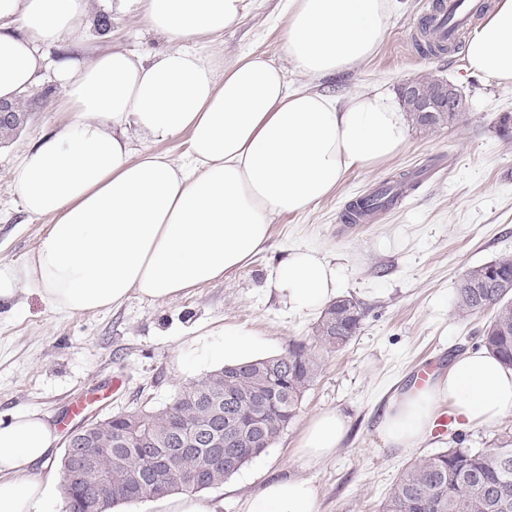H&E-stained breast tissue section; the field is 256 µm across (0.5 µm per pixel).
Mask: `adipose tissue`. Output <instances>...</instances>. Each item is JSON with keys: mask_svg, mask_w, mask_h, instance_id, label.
Here are the masks:
<instances>
[{"mask_svg": "<svg viewBox=\"0 0 512 512\" xmlns=\"http://www.w3.org/2000/svg\"><path fill=\"white\" fill-rule=\"evenodd\" d=\"M142 20L166 48L122 49L63 64L65 118L12 172L25 212L49 224L32 254L0 264V303L35 292L61 313L120 307L130 294L163 300L223 280L263 252L274 216L300 213L353 169H371L407 144L408 119L394 95L373 88L345 101L288 90L264 55L246 53L216 77L190 43L240 25L246 0H141ZM391 0H288L284 51L294 67L332 76L371 58L389 30ZM85 0H0V100L32 91L39 48L77 35ZM467 68L512 84V0H496L465 46ZM144 140L134 147L128 132ZM188 135L182 162L155 143ZM336 268L310 250L292 252L268 282L291 311L323 306ZM267 344L224 328L225 364L261 359ZM466 427L512 412V369L485 350L456 358L442 379L410 388L384 409L385 446L410 449L433 428L440 403ZM349 421L328 410L303 429L296 455L316 464L346 439ZM57 432L21 408L0 422V512H57L32 468L56 466ZM242 512H320L317 487L282 475L248 495Z\"/></svg>", "mask_w": 512, "mask_h": 512, "instance_id": "obj_1", "label": "adipose tissue"}]
</instances>
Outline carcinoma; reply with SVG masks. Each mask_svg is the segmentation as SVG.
<instances>
[{
    "instance_id": "cac0c4a2",
    "label": "carcinoma",
    "mask_w": 512,
    "mask_h": 512,
    "mask_svg": "<svg viewBox=\"0 0 512 512\" xmlns=\"http://www.w3.org/2000/svg\"><path fill=\"white\" fill-rule=\"evenodd\" d=\"M419 52L440 56L455 50L443 46L428 19L415 36ZM411 121L424 130H434L460 120V112L427 114L408 106ZM414 176L401 174L393 181L400 192L382 190L347 206L344 221L358 224L406 197ZM486 309L494 312L482 330V346L512 368V255H503L468 271L456 291V313L469 318ZM363 317L358 302L338 298L322 312L313 327L314 342L294 341L288 353L240 366L218 368L194 380L159 409L137 408L97 422L94 429L74 436L69 456L59 467L79 463L75 454L85 450L79 441L96 437L109 441L112 453L99 457L89 467L81 484L63 491V512H95L88 497L99 480L112 478L123 494L112 498V507L134 504L152 496L151 480L157 468L170 473L168 493L199 492L224 483L246 463L266 451L288 427L299 405L318 377L320 361L315 349L332 351L346 345L358 332ZM246 420L258 419V441L248 433L224 462L209 466L196 484H185L182 475L199 468L204 457L199 431L217 419L216 409ZM417 458L398 476L381 503L382 512H512V439L492 448L460 445ZM183 448L197 453L185 455Z\"/></svg>"
}]
</instances>
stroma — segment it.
Instances as JSON below:
<instances>
[{"label":"stroma","mask_w":512,"mask_h":512,"mask_svg":"<svg viewBox=\"0 0 512 512\" xmlns=\"http://www.w3.org/2000/svg\"><path fill=\"white\" fill-rule=\"evenodd\" d=\"M429 3L393 0L378 52L339 75L308 76L289 63L285 0H248L241 25L193 43L216 72L253 51L283 69L289 90L339 99L374 87L393 93L419 77L444 78L461 92L464 112L457 123L438 129L410 126L401 153L373 169L349 171L306 211L275 217L268 250L224 281L165 300L133 294L121 307L101 312L62 314L25 292L13 305L1 304L0 421L20 408L41 411L57 427L60 453L69 430L82 421L163 407L183 385L219 368L225 325L266 340L272 355L287 353L291 341L310 340L321 313L288 311L267 286V275L288 253L311 249L336 266L338 296L360 303L361 328L341 350L320 351L319 376L264 467L248 463L208 489L218 512H241L243 500L273 473L311 479L320 512H378L411 460L451 447L448 432L396 451L384 445L379 424L388 397L412 383L419 366L431 365L440 376L457 355L479 347L490 315L459 318L455 294L469 269L512 254V131L499 128L503 115L512 116V84L469 72L460 51L422 56L414 36ZM101 12L112 18L104 35L93 24ZM86 19L77 42L45 47L37 104L19 132L0 143V263L23 262L48 224L24 212L11 181L24 152L65 118L58 63L87 61L112 48L145 54L166 45L142 24L137 0H87ZM402 172L418 173L419 185L397 208L366 224L344 223L350 201ZM78 402L81 415L67 418ZM328 409L350 417L347 438L332 457L303 464L293 453L299 436Z\"/></svg>","instance_id":"stroma-1"}]
</instances>
